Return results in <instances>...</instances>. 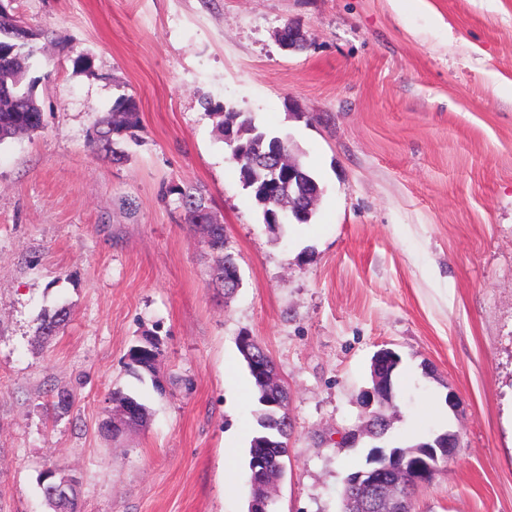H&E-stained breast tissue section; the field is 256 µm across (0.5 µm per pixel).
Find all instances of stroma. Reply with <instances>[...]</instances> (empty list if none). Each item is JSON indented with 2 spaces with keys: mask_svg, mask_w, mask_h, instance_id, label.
I'll return each instance as SVG.
<instances>
[{
  "mask_svg": "<svg viewBox=\"0 0 512 512\" xmlns=\"http://www.w3.org/2000/svg\"><path fill=\"white\" fill-rule=\"evenodd\" d=\"M45 30L27 73L37 131L0 143V512H49L55 464L83 512H247L256 403L236 348L255 337L291 399L270 512H342L370 362L402 365L383 413L405 445L446 430L455 456L413 512H512V0H13ZM302 49H283V26ZM124 98L128 158L86 134ZM255 116L322 193L306 224L269 228L204 100ZM201 187L241 287L172 186ZM70 322L41 341L43 310ZM158 330L165 393L125 368ZM76 407L48 418L49 390ZM147 428L100 431L112 392ZM458 397L449 409L447 392Z\"/></svg>",
  "mask_w": 512,
  "mask_h": 512,
  "instance_id": "35a3bbf8",
  "label": "stroma"
}]
</instances>
